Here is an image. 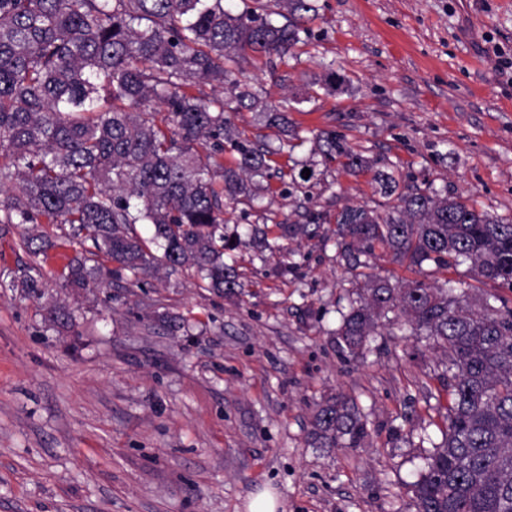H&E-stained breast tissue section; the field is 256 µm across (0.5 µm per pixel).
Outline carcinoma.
Segmentation results:
<instances>
[{"label": "carcinoma", "mask_w": 512, "mask_h": 512, "mask_svg": "<svg viewBox=\"0 0 512 512\" xmlns=\"http://www.w3.org/2000/svg\"><path fill=\"white\" fill-rule=\"evenodd\" d=\"M279 19L224 0H0V224H29L26 250L47 259L42 224L69 225L80 250L62 268L71 288H96L101 275L139 284L153 272L196 269L207 287H239L224 255L247 240L227 233V209H250L272 192L271 156L293 153L299 135L274 146L232 123L235 108L260 113V127L288 123L233 76L248 54L280 60L306 32L311 0H276ZM230 86L232 102L208 94ZM198 91L193 93L191 88ZM234 165L218 156L224 145ZM312 154L371 162L333 131L315 135ZM317 163L296 161L292 183L317 178ZM310 169V175L302 174ZM384 209L368 203L336 212V253L354 271L337 346L356 356L381 335L382 320H405L448 353L439 379L450 396L442 441L414 483L415 512H512V298L478 307L466 290L423 280L396 285L360 260L381 248L401 262L448 269L512 291V219L478 211L459 196L401 183L377 170ZM279 224V237L313 238L323 215ZM150 224L148 238L136 225ZM370 437L360 412L340 395L318 405L314 448H361Z\"/></svg>", "instance_id": "carcinoma-1"}]
</instances>
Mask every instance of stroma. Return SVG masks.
<instances>
[{
  "label": "stroma",
  "instance_id": "35a3bbf8",
  "mask_svg": "<svg viewBox=\"0 0 512 512\" xmlns=\"http://www.w3.org/2000/svg\"><path fill=\"white\" fill-rule=\"evenodd\" d=\"M294 58H254L238 78L269 100L297 97L302 137L333 130L395 176L512 217V0H313ZM345 77L319 92L325 63ZM371 173L329 162L324 179L235 224L269 226L271 248L234 252L226 296L194 269L145 287H62L77 245L49 226L46 263L0 224V512H247L272 490L285 512H413L412 484L440 440L444 356L422 336L378 337L342 357L333 333L351 274L332 242L288 241L297 206L334 217L372 195ZM40 266L36 299L18 282ZM74 314L49 319L53 305ZM362 411L364 448H314L317 403Z\"/></svg>",
  "mask_w": 512,
  "mask_h": 512
}]
</instances>
